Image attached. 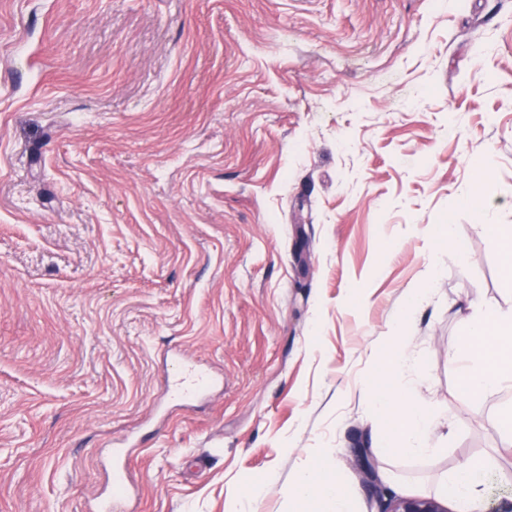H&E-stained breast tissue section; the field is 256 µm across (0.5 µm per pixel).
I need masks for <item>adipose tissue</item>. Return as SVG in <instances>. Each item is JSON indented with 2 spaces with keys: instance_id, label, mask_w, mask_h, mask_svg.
<instances>
[{
  "instance_id": "1",
  "label": "adipose tissue",
  "mask_w": 512,
  "mask_h": 512,
  "mask_svg": "<svg viewBox=\"0 0 512 512\" xmlns=\"http://www.w3.org/2000/svg\"><path fill=\"white\" fill-rule=\"evenodd\" d=\"M466 363L462 369L465 389L474 395L492 393L512 380V314H487L470 322L463 339ZM404 350L396 348L373 376L370 388L380 401L389 430L392 451L412 454L422 447L435 420L423 413L412 396L401 386ZM486 471L483 459L462 461L446 482L443 492L452 496L460 512H472ZM294 493L302 500H317L319 512H348L349 490L341 481L300 473Z\"/></svg>"
}]
</instances>
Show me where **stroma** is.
<instances>
[{
	"mask_svg": "<svg viewBox=\"0 0 512 512\" xmlns=\"http://www.w3.org/2000/svg\"><path fill=\"white\" fill-rule=\"evenodd\" d=\"M487 224L512 225V0H0V512H91L117 448L134 512L258 481L251 512H318L289 497L309 469L375 512L358 445L396 497L486 459L474 512H512V386L468 396L453 360L512 311ZM398 336L427 455L387 454L367 389ZM179 359L208 393L170 391Z\"/></svg>",
	"mask_w": 512,
	"mask_h": 512,
	"instance_id": "1",
	"label": "stroma"
}]
</instances>
